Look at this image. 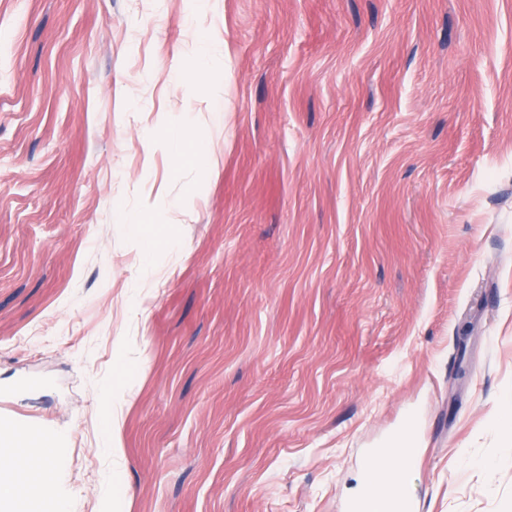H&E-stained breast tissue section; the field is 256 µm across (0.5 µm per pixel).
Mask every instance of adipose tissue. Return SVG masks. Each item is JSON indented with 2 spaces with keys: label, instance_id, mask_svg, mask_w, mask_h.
<instances>
[{
  "label": "adipose tissue",
  "instance_id": "1",
  "mask_svg": "<svg viewBox=\"0 0 512 512\" xmlns=\"http://www.w3.org/2000/svg\"><path fill=\"white\" fill-rule=\"evenodd\" d=\"M412 447L408 435H399L375 463L363 466L350 490L352 501L366 505L368 512H387L388 508L399 507L414 463ZM53 479V469L45 458L17 474L1 469L0 505L18 512L21 503L41 498Z\"/></svg>",
  "mask_w": 512,
  "mask_h": 512
}]
</instances>
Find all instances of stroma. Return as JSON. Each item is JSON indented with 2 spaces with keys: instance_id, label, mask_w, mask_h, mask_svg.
<instances>
[{
  "instance_id": "1",
  "label": "stroma",
  "mask_w": 512,
  "mask_h": 512,
  "mask_svg": "<svg viewBox=\"0 0 512 512\" xmlns=\"http://www.w3.org/2000/svg\"><path fill=\"white\" fill-rule=\"evenodd\" d=\"M511 400L512 0H0V429L62 512H350L408 430L411 512H512ZM1 449L7 451L16 459H21V448H51L54 447V441L47 437L32 435L27 432H15L5 434L0 440Z\"/></svg>"
}]
</instances>
